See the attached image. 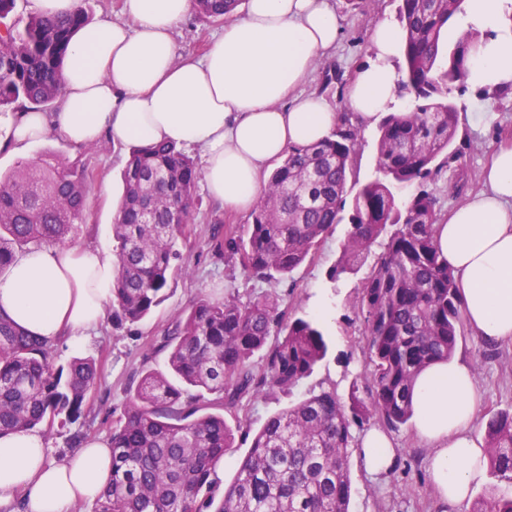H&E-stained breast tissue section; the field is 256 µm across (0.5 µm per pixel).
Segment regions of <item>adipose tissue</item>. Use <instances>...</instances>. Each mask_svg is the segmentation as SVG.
Masks as SVG:
<instances>
[{"label": "adipose tissue", "instance_id": "1", "mask_svg": "<svg viewBox=\"0 0 512 512\" xmlns=\"http://www.w3.org/2000/svg\"><path fill=\"white\" fill-rule=\"evenodd\" d=\"M191 9L192 0H124L123 20L77 30L59 72L56 111L1 114L0 147L21 153L53 134L76 147L105 135L196 149L210 195L225 208L252 210L270 164L290 148L326 140L339 122L337 108L304 87L320 56L335 49L340 19L330 0H245L195 59L179 55L174 40ZM456 19L459 29L486 33L471 49L467 84L489 93L512 86V0H461ZM400 40L390 20L374 24L371 59L346 94L358 124L373 126L396 108ZM484 179V189L438 225L436 244L455 275L467 325L486 342H512V144L493 152ZM114 275L100 248H33L0 275V313L45 341L79 346L106 316ZM477 404L472 370L460 358L428 368L412 389V427L430 448V479L449 512L485 473L472 433ZM47 455L39 432L0 437V508L73 512L96 500L112 476L104 439L55 463Z\"/></svg>", "mask_w": 512, "mask_h": 512}]
</instances>
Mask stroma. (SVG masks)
<instances>
[{"mask_svg":"<svg viewBox=\"0 0 512 512\" xmlns=\"http://www.w3.org/2000/svg\"><path fill=\"white\" fill-rule=\"evenodd\" d=\"M332 2L341 21L342 33L335 52L327 55L326 60L341 67L344 81L325 88L321 85L320 73L316 72L307 88L322 92L342 111L346 108L347 80L369 59L373 24L382 18L396 19L397 4L395 0H361L360 8L353 10L346 0ZM223 30L222 22L189 14L175 29L177 50L185 55L203 56ZM452 99L458 109L455 146L461 157L444 168L433 183L442 193L441 210L445 213L482 189L481 173L490 155L502 142H512V94L494 100L467 87L454 91ZM479 112L492 113V120L477 122L475 115ZM50 152L64 163H77L97 173L87 185L86 219L75 231L73 243H89L113 250L112 226L123 193L121 174L129 156V145L115 144L105 138L92 148L78 149L53 136L31 147L28 159L36 162ZM453 181L458 182L459 192L454 196L446 195L445 189ZM194 217L190 234L179 244L189 272L170 280L165 300L150 317L134 326L108 318L82 347L65 343L57 345L56 363H67L78 354L94 357L99 367V380L87 398L79 426L57 427L46 433L49 461H58L72 451L75 433L88 438H109L111 429L104 420L121 411L136 389L141 371L167 368L166 353L149 354L152 340L178 313L188 310L203 297L222 299L230 285L238 289L242 298L271 294L278 297L280 308L287 315L317 320L326 335L328 353L314 372L290 392L258 393L246 400L243 415L248 426L236 432L233 448L227 449L223 462L218 465L213 476L217 487L233 481L255 433L272 416L312 393L332 388L345 401L352 390L362 388L363 326L355 315L360 278L351 274L342 275L335 281L329 278L347 234V224L336 225L290 279L274 283L245 280L237 262L211 250L209 228L215 218H223L225 223L243 231L251 222L250 215L226 213L201 186L197 189ZM455 354L467 360L476 375L480 406L474 434L481 438L493 414L512 412V342L493 348L466 328L458 338ZM388 435L396 450L394 467L388 473L370 476L358 455H351L349 512H442L427 471L428 446L408 425L389 430Z\"/></svg>","mask_w":512,"mask_h":512,"instance_id":"35a3bbf8","label":"stroma"}]
</instances>
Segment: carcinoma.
I'll return each mask as SVG.
<instances>
[{
	"instance_id": "1",
	"label": "carcinoma",
	"mask_w": 512,
	"mask_h": 512,
	"mask_svg": "<svg viewBox=\"0 0 512 512\" xmlns=\"http://www.w3.org/2000/svg\"><path fill=\"white\" fill-rule=\"evenodd\" d=\"M17 0H0V112L55 107L58 74L72 34L91 21L89 0L72 13L15 17ZM240 0H192L214 21ZM460 0H398L405 61L399 84L412 96L405 112L379 123L376 176L359 183L354 159L362 129L348 113L331 137L297 147L273 170L251 214L246 236L215 219L213 251L238 261L245 279L292 277L333 228L349 229L330 279L361 281L367 398L346 404L335 390L312 393L272 417L255 436L233 482L216 499L212 476L231 447L224 413L263 389L288 391L309 377L328 352L321 326L286 316L276 298H201L151 346L168 352V372L146 370L112 422V477L93 512H349L352 427L388 428L412 416L411 387L427 367L452 358L462 328L455 276L435 244L437 198L425 188L459 156L450 150L458 110L451 99L465 85L476 29L443 46ZM92 172L54 158L23 163L0 175V270L32 247L65 245L85 220ZM202 172L173 145L132 149L112 225L116 274L112 315L136 324L165 298L183 271L178 242L194 222ZM382 250L372 256V248ZM55 345L27 334L0 313V435L76 422L98 382L97 362L55 363ZM204 407L213 413L199 414ZM490 475L512 483V413L488 423ZM473 512H512V496L481 500Z\"/></svg>"
}]
</instances>
